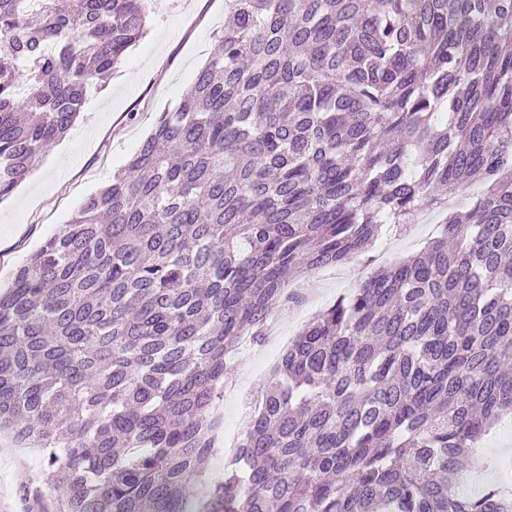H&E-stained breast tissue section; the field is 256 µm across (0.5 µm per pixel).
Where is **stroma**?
I'll return each mask as SVG.
<instances>
[{
	"label": "stroma",
	"instance_id": "obj_1",
	"mask_svg": "<svg viewBox=\"0 0 512 512\" xmlns=\"http://www.w3.org/2000/svg\"><path fill=\"white\" fill-rule=\"evenodd\" d=\"M224 26V0H152L147 32L102 82L87 92L80 117L51 145L41 161L7 198L0 201V289L8 288L16 270L56 234L90 194L107 185L112 174L150 134L158 112L174 108L194 82ZM438 220L421 217L409 237L377 240L376 258L352 261L323 280L314 273L302 282L319 281L323 311L372 276L381 262L398 263L423 250L438 234ZM302 310L282 306L275 313L277 336L263 345L240 350L224 375V398L218 413L233 431L243 398H259L274 378V368L303 326ZM483 456L495 468L468 466L473 484L512 483V415L504 416L482 441ZM47 462L40 449L17 447L0 433V512H29L43 487Z\"/></svg>",
	"mask_w": 512,
	"mask_h": 512
}]
</instances>
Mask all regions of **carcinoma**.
Instances as JSON below:
<instances>
[{
	"mask_svg": "<svg viewBox=\"0 0 512 512\" xmlns=\"http://www.w3.org/2000/svg\"><path fill=\"white\" fill-rule=\"evenodd\" d=\"M143 2L0 0V199L142 37ZM224 12L177 107L0 293V432L48 452L60 512H512L460 468L512 411V0ZM421 212L440 235L303 327L224 482L190 497L240 340Z\"/></svg>",
	"mask_w": 512,
	"mask_h": 512,
	"instance_id": "1",
	"label": "carcinoma"
}]
</instances>
